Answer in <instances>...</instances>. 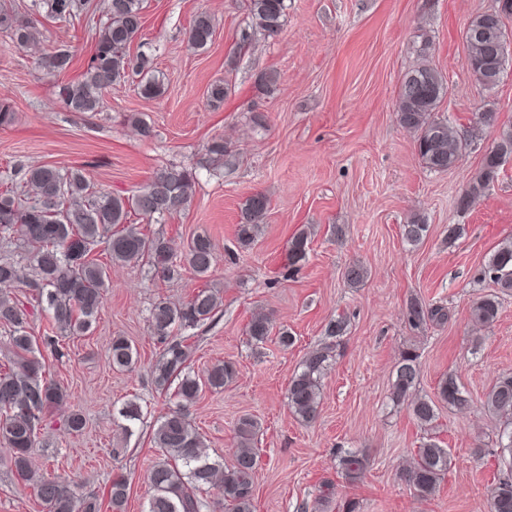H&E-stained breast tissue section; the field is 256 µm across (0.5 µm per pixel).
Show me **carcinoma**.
<instances>
[{"instance_id": "1", "label": "carcinoma", "mask_w": 512, "mask_h": 512, "mask_svg": "<svg viewBox=\"0 0 512 512\" xmlns=\"http://www.w3.org/2000/svg\"><path fill=\"white\" fill-rule=\"evenodd\" d=\"M36 7L51 18L67 22L87 13L91 0H38ZM252 26L269 36L279 34L284 26L285 0H249ZM106 20L101 23L94 53L81 78L58 86L57 95L70 112L95 113L104 107V93L112 85L133 75L140 76L136 89L149 99L162 96L164 84L148 75L149 60L142 54L133 56L130 47L143 27L142 0H105ZM497 22L483 12L464 29L467 46L466 64L476 79L485 86H494L500 79L509 58L498 64L488 61L487 39L470 32L485 28L494 30ZM216 31L213 17L199 12L193 18L188 33L191 47L201 50L212 41ZM0 32L9 35L12 44L24 49L40 41L41 32L34 21L24 20L11 9L0 5ZM421 62L403 76L398 93L396 115L398 123L416 135L415 148L429 170L444 172L456 165L468 147V139L452 132L448 120L435 116L438 103L448 92L444 77L426 61V48L420 49ZM73 63L71 51L61 48L42 55L38 66L62 73ZM210 161L218 167L232 165V154L221 137L212 139L206 147ZM499 155L489 151L481 167L459 197L462 208L469 207L484 196L498 179ZM14 172L21 188H29L36 198L22 201L18 192L8 188L0 192V234L19 252L28 255L33 276L26 282L44 305L53 326L72 336L85 332L96 320L106 288L107 266L95 258L98 247L114 265L137 263L143 259L156 273L167 279L180 276L182 268L197 276L212 272L217 256L210 237L193 235L182 251L174 257L166 237L148 234L131 222L136 215L152 223H160L186 211L195 191L196 180L187 169L171 165L146 182L132 196L95 190L80 168H56L16 161ZM269 199L256 193L240 207L238 238L248 245L258 225L264 223ZM428 225L412 220L402 225V236L410 245L419 244ZM308 233L300 230L288 246V266L303 260L307 253ZM367 269L353 262L344 269L345 280L353 285L362 283ZM20 280L18 263L11 258L0 259V285L11 286ZM490 281L499 293L478 297L471 307L472 321L491 326L497 320L500 295L512 291V238L500 243L474 276V282ZM220 305V298L209 288L199 290L191 299L176 305L166 300L155 302L148 318L151 333L166 343L162 359L152 370L154 383L167 389L179 379L175 396L179 404L158 420L153 443L158 460L149 472L152 495L146 512H253L254 475L258 465V449L254 437L258 422L243 416L238 420V448L231 463L210 457L203 437L189 418V407L204 389L220 390L236 378V369L228 362L218 363L203 375L188 370L190 345L172 338L177 328L205 323ZM34 312L9 295L0 296V326L10 332L11 352L0 365V439L11 451V470L23 482L31 485L47 512H100L99 495L79 490L69 481L36 471L32 451L37 445V430L46 413L66 403L67 394L60 384L45 376L46 359L35 355V337L28 332ZM447 317L445 308L410 303L406 318L409 325L419 328ZM347 321L339 316L325 328L326 342L310 351L288 383V406L303 424L316 421L319 414L320 382L330 365L332 354L345 335ZM273 324L259 314L246 326L250 341L259 344L271 335ZM112 368L132 372L136 368V352L124 336H114L108 348ZM420 378L418 356L403 354L395 366L390 399L404 404L418 424L427 427L439 417V405L465 410L469 397L453 375L442 379L436 399L415 395ZM482 406L490 416L500 421L498 448L499 475L488 494V512H512V375H503L484 394ZM367 456L361 451H347L339 460L345 479L359 480L368 467ZM451 460L448 449L430 439L416 451L413 467L403 478L414 496H433L448 474ZM222 476L221 500L214 509L204 494ZM128 485L125 478H112L108 491L112 512H125Z\"/></svg>"}]
</instances>
